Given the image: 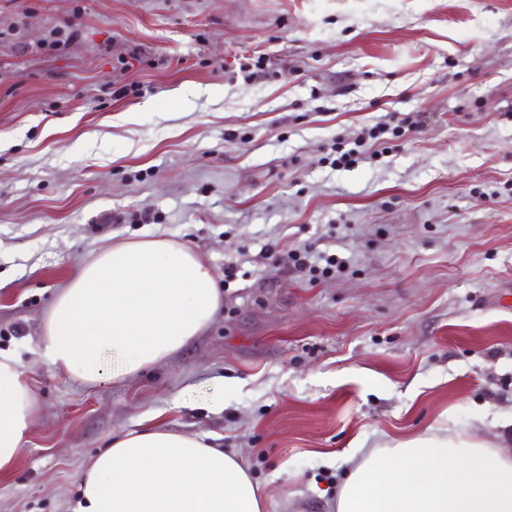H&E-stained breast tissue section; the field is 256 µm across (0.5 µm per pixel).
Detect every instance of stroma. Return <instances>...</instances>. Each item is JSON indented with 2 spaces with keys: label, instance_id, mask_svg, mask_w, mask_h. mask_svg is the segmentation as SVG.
<instances>
[{
  "label": "stroma",
  "instance_id": "1",
  "mask_svg": "<svg viewBox=\"0 0 512 512\" xmlns=\"http://www.w3.org/2000/svg\"><path fill=\"white\" fill-rule=\"evenodd\" d=\"M388 114L418 126L330 166ZM148 234L224 279L210 329L131 381L48 371L54 295ZM0 351L40 405L0 512H72L148 425L239 450L266 512H332L355 442L512 435V0H0ZM288 259L296 269L307 270L311 275V280L336 273V271L340 272L348 264L346 259L340 258L336 254L316 253L308 247L292 250L288 253ZM321 262H325V265L321 266Z\"/></svg>",
  "mask_w": 512,
  "mask_h": 512
}]
</instances>
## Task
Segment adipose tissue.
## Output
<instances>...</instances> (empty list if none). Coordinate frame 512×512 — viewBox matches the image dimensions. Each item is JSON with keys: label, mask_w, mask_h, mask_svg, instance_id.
Instances as JSON below:
<instances>
[{"label": "adipose tissue", "mask_w": 512, "mask_h": 512, "mask_svg": "<svg viewBox=\"0 0 512 512\" xmlns=\"http://www.w3.org/2000/svg\"><path fill=\"white\" fill-rule=\"evenodd\" d=\"M222 306L206 262L161 238L118 241L84 263L41 325V357L82 385L131 379L201 336ZM38 413L30 380L0 351V473ZM336 512H512V448L433 431L349 454ZM239 454L159 426L115 434L92 457L74 512H264Z\"/></svg>", "instance_id": "1"}]
</instances>
